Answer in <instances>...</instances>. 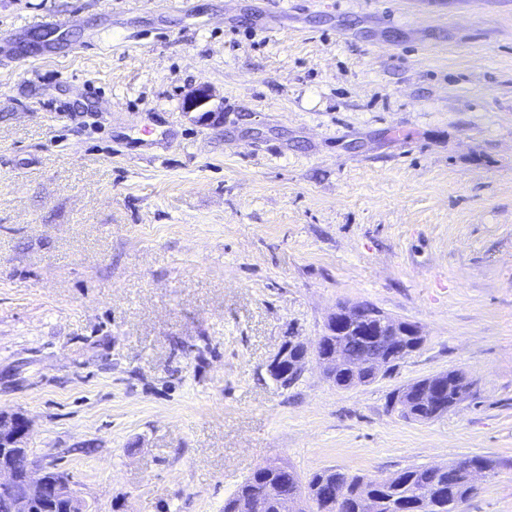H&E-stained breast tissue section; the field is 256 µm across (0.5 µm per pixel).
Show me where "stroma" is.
<instances>
[{
  "mask_svg": "<svg viewBox=\"0 0 512 512\" xmlns=\"http://www.w3.org/2000/svg\"><path fill=\"white\" fill-rule=\"evenodd\" d=\"M365 303L422 348L270 378ZM455 370L446 414L391 409ZM0 411L89 512L475 454L463 512H512V0H0ZM212 94L206 87H200L186 95L183 102V108L186 112H203L200 119L207 120L215 112L208 108ZM440 389V395L438 401L440 406L435 409H430L425 404L419 401V395L425 402H432L436 398V387ZM419 382L406 386L393 393L392 399L394 404L398 405L402 416L406 419L413 421H427L437 416H440L445 412H441L437 415H433L439 407L452 405L455 407L459 401L467 394L469 389V382L462 372L452 371L448 373H442L441 377L436 380L435 383L427 381L419 386ZM441 409H438L439 412Z\"/></svg>",
  "mask_w": 512,
  "mask_h": 512,
  "instance_id": "1",
  "label": "stroma"
}]
</instances>
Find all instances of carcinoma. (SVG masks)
Here are the masks:
<instances>
[{
  "label": "carcinoma",
  "instance_id": "carcinoma-1",
  "mask_svg": "<svg viewBox=\"0 0 512 512\" xmlns=\"http://www.w3.org/2000/svg\"><path fill=\"white\" fill-rule=\"evenodd\" d=\"M368 337L354 328L336 337L343 366L335 383L350 388L374 380L365 369L355 375L352 365L364 358ZM440 389V406H455L467 394L469 382L463 373H444L435 382ZM402 416L413 421L434 418V410L419 401L418 384L393 393ZM263 497L267 512H400L413 500L421 512H457L470 497L466 468L452 462L441 468L414 466L385 477H370L348 471L324 469L302 480L293 469L276 462L250 473L224 501V512H236L240 500Z\"/></svg>",
  "mask_w": 512,
  "mask_h": 512
}]
</instances>
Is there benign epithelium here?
I'll list each match as a JSON object with an SVG mask.
<instances>
[{
  "instance_id": "7a95c632",
  "label": "benign epithelium",
  "mask_w": 512,
  "mask_h": 512,
  "mask_svg": "<svg viewBox=\"0 0 512 512\" xmlns=\"http://www.w3.org/2000/svg\"><path fill=\"white\" fill-rule=\"evenodd\" d=\"M212 94L206 87L188 93L183 108L201 113V119L211 117L208 108ZM360 321L355 308L336 309L327 321L326 331L310 348L294 336H288L267 366L268 374L278 375V381L299 376L310 358H315L328 376L336 375L339 360L336 356V337L344 334ZM421 336L418 326L402 321L393 322L382 335L390 343L405 344ZM28 423L19 413H0V492L9 495L12 512H34L42 502L62 505L67 512L81 510V498L69 477L51 465L38 464L30 459L28 449L21 446L27 435Z\"/></svg>"
}]
</instances>
